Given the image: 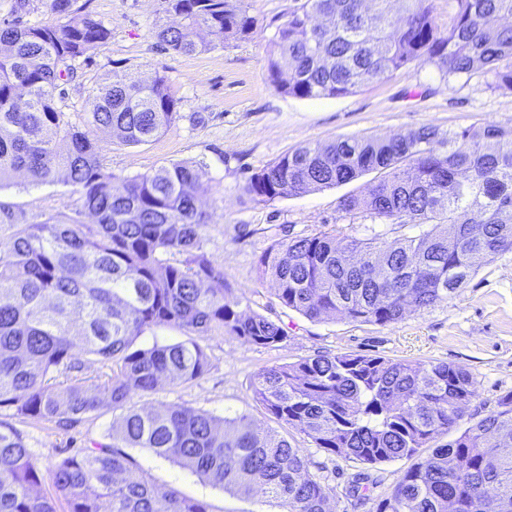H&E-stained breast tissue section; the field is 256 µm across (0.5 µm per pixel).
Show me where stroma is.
<instances>
[{
    "instance_id": "obj_1",
    "label": "stroma",
    "mask_w": 512,
    "mask_h": 512,
    "mask_svg": "<svg viewBox=\"0 0 512 512\" xmlns=\"http://www.w3.org/2000/svg\"><path fill=\"white\" fill-rule=\"evenodd\" d=\"M79 7L112 27L111 40L91 62L80 65L65 87L60 109L80 123L85 101L112 71L135 69L159 73L179 102L172 127L141 145H103L101 161L120 177L149 173L179 161H203L199 203L210 212L206 250L242 311L279 322L287 339L275 348L243 344L224 335L202 339L209 357L207 372L193 382L160 383L139 398L153 410L188 404L216 416H246L261 428L276 429L300 448L309 470L331 491L333 512H376V504L410 465L402 459L374 466L332 457L303 433L271 418L254 393L258 372L318 354L359 353L407 360L420 365L444 361L465 369L477 394L468 406L473 420L499 409L512 393V251L481 263L452 298L407 312L396 323L379 326L338 318L311 320L279 302L274 285L260 275V258L275 244V227L308 235L325 224L344 227L347 235L385 234L386 241L415 235L409 224L374 222L361 213L341 210L343 197L366 194L374 175L351 182L278 198L257 205L243 193L249 175L295 147L338 138L390 139L408 130L432 126L443 130L496 124L512 127V90L493 85L489 76L443 78L431 64L392 73L357 92L337 98L297 99L271 85L266 55L279 24L295 0H245L256 20L252 33L209 52L179 56L157 46L156 23L167 21L165 0H77ZM0 209L21 224L67 217L87 224L91 218L78 192L58 181L32 186L24 178L0 188ZM113 413L102 409L68 429L52 423H24L20 429L34 461L51 468L62 457L108 440ZM133 456L159 488L174 487L209 504L212 512H282L276 500L259 493L231 494L145 448ZM365 475L368 489L354 494L349 483Z\"/></svg>"
}]
</instances>
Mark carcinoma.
Returning a JSON list of instances; mask_svg holds the SVG:
<instances>
[{"label": "carcinoma", "mask_w": 512, "mask_h": 512, "mask_svg": "<svg viewBox=\"0 0 512 512\" xmlns=\"http://www.w3.org/2000/svg\"><path fill=\"white\" fill-rule=\"evenodd\" d=\"M61 22L24 25L31 0H11L0 20V188L59 178L73 186L92 224L62 219L17 224L0 243V409L29 422L68 424L108 405L110 442L61 458L47 473L21 432L0 421V512H211L175 488L161 490L128 452L158 457L228 492L256 489L283 512H332L329 488L300 449L244 417L227 420L188 405L145 412L135 398L166 381L189 383L208 369L197 339L234 337L275 348L281 324L244 314L224 270L205 250L211 215L198 206L205 163L176 162L119 178L99 159L98 134L141 145L178 114L165 77L126 71L88 95L83 126L56 94L112 38V28L75 0H41ZM298 0L277 27L267 58L288 97L345 96L412 65L442 77L483 73L512 90V0H448L438 26L429 0ZM174 20L156 25L164 50L191 56L249 35L244 0H168ZM207 32L209 39L200 37ZM375 171L368 195L347 196V213L411 224L412 237L360 239L324 225L260 258L277 298L309 319L386 326L449 298L475 260L512 251V127L441 131L420 127L392 140L367 137L303 144L252 173L255 204L347 183ZM178 328L187 342L135 346L146 331ZM255 393L269 414L324 452L376 465L413 463L376 512H512V393L500 409L463 426L475 397L471 375L446 362L341 353L274 365ZM457 432L428 454L433 439ZM49 481L54 494L37 491Z\"/></svg>", "instance_id": "cac0c4a2"}]
</instances>
